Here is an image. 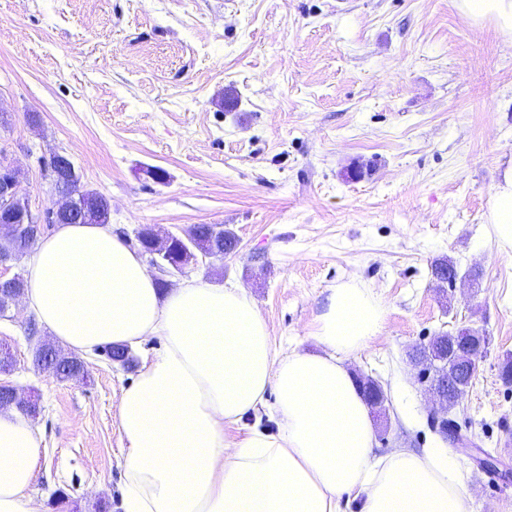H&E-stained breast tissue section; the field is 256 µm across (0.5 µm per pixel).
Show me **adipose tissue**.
I'll list each match as a JSON object with an SVG mask.
<instances>
[{
	"mask_svg": "<svg viewBox=\"0 0 512 512\" xmlns=\"http://www.w3.org/2000/svg\"><path fill=\"white\" fill-rule=\"evenodd\" d=\"M488 222L512 251V165L490 196ZM24 303L60 344L161 347L118 401L125 512H473L445 448L374 450L368 405L344 358L381 331L368 289H331L316 320L318 353L277 356L245 288L198 277L162 291L106 224H61L23 268ZM273 408L277 429L229 444L225 426ZM42 437L0 412V512H39L29 489Z\"/></svg>",
	"mask_w": 512,
	"mask_h": 512,
	"instance_id": "1",
	"label": "adipose tissue"
}]
</instances>
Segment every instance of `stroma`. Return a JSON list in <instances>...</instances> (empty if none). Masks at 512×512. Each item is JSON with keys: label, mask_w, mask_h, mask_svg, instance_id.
<instances>
[{"label": "stroma", "mask_w": 512, "mask_h": 512, "mask_svg": "<svg viewBox=\"0 0 512 512\" xmlns=\"http://www.w3.org/2000/svg\"><path fill=\"white\" fill-rule=\"evenodd\" d=\"M66 155L105 196L115 232L221 224L237 250L198 274L245 288L278 355L320 347L331 288L385 305L346 361L382 385L375 450L429 448L430 397L408 359L433 336L483 331L487 353L451 411L512 469V259L491 235L493 186L512 163V41L456 0H0V162L33 209L58 197L42 162ZM163 170L164 180L151 177ZM459 275L439 283L431 264ZM18 307L0 317L14 359L0 382L40 395V512H124L117 404L135 369L84 355L86 375L35 368ZM473 512H512V478L451 447Z\"/></svg>", "instance_id": "35a3bbf8"}]
</instances>
